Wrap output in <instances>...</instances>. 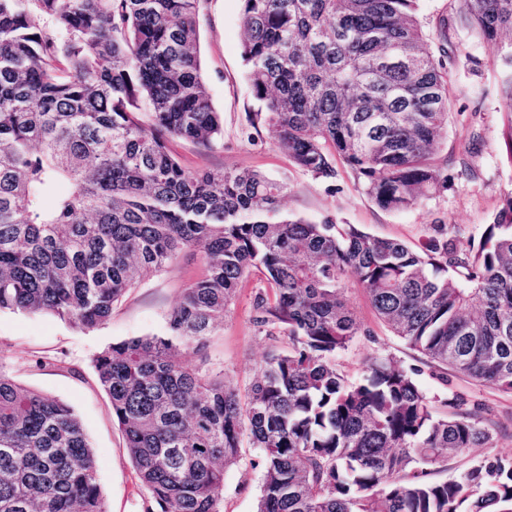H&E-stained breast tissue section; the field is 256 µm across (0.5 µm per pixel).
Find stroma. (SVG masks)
Returning a JSON list of instances; mask_svg holds the SVG:
<instances>
[{"instance_id":"35a3bbf8","label":"stroma","mask_w":512,"mask_h":512,"mask_svg":"<svg viewBox=\"0 0 512 512\" xmlns=\"http://www.w3.org/2000/svg\"><path fill=\"white\" fill-rule=\"evenodd\" d=\"M453 0H422L420 20L431 47L442 42L459 47L461 57L448 73L449 123L447 150L457 159L467 156L474 174L459 176L457 162L448 166V188L428 196L413 209L379 208L347 167H339L335 180L323 181L296 167L267 131H255L246 121L256 111L248 69L241 56L240 0H200L198 29L200 59L215 111L224 124L222 145L205 151L188 141L173 142L172 150L188 171L249 169L285 183L282 207L288 214L311 221L327 219L354 224L380 238L398 239L421 246L446 225L460 248L479 240L496 213L504 194L512 191V165L501 149L503 98L499 89L501 61L495 47L478 41L453 25ZM448 19L447 32L439 22ZM482 141L470 152L472 137ZM205 266L199 253L186 252L165 271L151 275L130 291L101 327L80 330L49 314L0 312V363L24 385L69 404L81 419L91 442L96 474L109 512H144L148 494L139 484L112 419V407L98 386L91 359L106 345L159 331L183 289L200 278ZM259 274L241 285L231 314L210 336L205 355L186 351V360L201 357L223 369L225 382L247 391L262 365L271 340L253 322L252 302L260 288ZM344 296L355 318L371 329V336L354 337L337 353L336 365L349 380L361 377L376 357L393 358L404 368H418L416 377L428 395L462 393L485 403L486 417L495 426L489 443L469 449L448 462V474L494 455H512V394L449 375L440 382L430 367L376 317L363 288L349 283ZM263 452L248 447L239 465L226 470L223 512H256L260 496Z\"/></svg>"}]
</instances>
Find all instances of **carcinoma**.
<instances>
[{
	"mask_svg": "<svg viewBox=\"0 0 512 512\" xmlns=\"http://www.w3.org/2000/svg\"><path fill=\"white\" fill-rule=\"evenodd\" d=\"M241 2L251 128L324 181L344 164L384 210L448 188V73L420 0ZM455 2V22L501 53L512 163V0ZM198 4L0 0V311L94 329L145 278L201 253L205 274L160 332L92 357L147 512H221L246 444L263 450L257 512H512V455L435 478L490 441L483 403L429 398L418 370L388 357L354 383L336 367L372 336L345 302L353 280L422 362L512 394V192L469 249L442 230L413 248L291 217L286 185L258 172L185 170L171 140L211 150L224 136ZM253 272L254 323L288 347L243 397L182 349L204 346ZM0 512H107L73 408L1 364Z\"/></svg>",
	"mask_w": 512,
	"mask_h": 512,
	"instance_id": "carcinoma-1",
	"label": "carcinoma"
}]
</instances>
